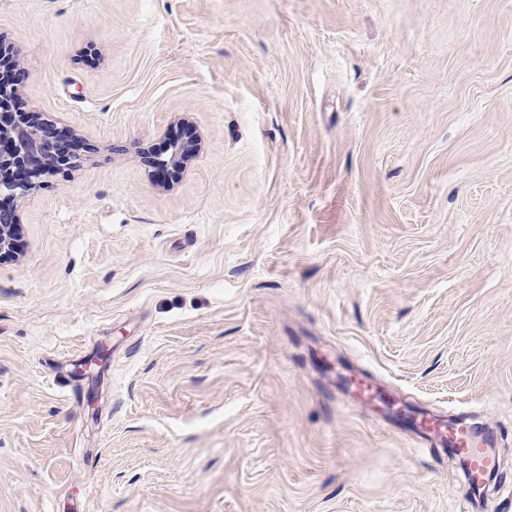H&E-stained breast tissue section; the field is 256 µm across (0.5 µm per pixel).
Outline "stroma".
<instances>
[{"label":"stroma","mask_w":512,"mask_h":512,"mask_svg":"<svg viewBox=\"0 0 512 512\" xmlns=\"http://www.w3.org/2000/svg\"><path fill=\"white\" fill-rule=\"evenodd\" d=\"M0 38L98 148L0 263V512H512V0H0ZM350 374L493 433L486 497ZM199 144L193 148L188 142L173 140L168 142L164 152L154 153L143 149L140 152L142 162L168 174L182 173L190 161L196 156Z\"/></svg>","instance_id":"obj_1"}]
</instances>
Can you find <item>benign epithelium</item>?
I'll return each instance as SVG.
<instances>
[{
  "mask_svg": "<svg viewBox=\"0 0 512 512\" xmlns=\"http://www.w3.org/2000/svg\"><path fill=\"white\" fill-rule=\"evenodd\" d=\"M18 51L0 39V197L11 202L40 188L49 173L80 167L85 154L96 151L72 133L44 121L37 112L12 109L22 83ZM198 148L173 140L162 153L142 150V162L168 174L182 173ZM16 208L0 202V260L18 247Z\"/></svg>",
  "mask_w": 512,
  "mask_h": 512,
  "instance_id": "7a95c632",
  "label": "benign epithelium"
}]
</instances>
